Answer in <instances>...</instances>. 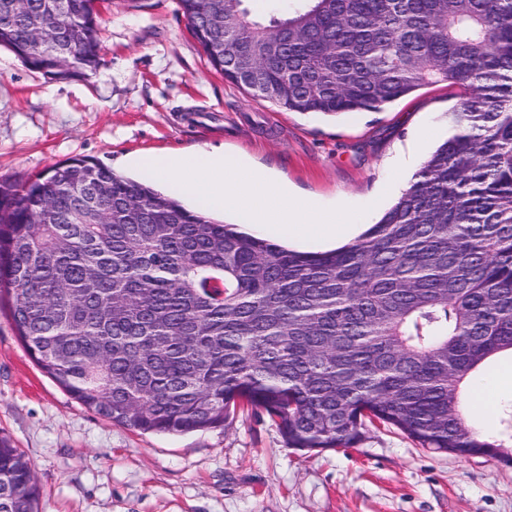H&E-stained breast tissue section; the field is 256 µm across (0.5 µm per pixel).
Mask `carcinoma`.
I'll return each mask as SVG.
<instances>
[{
  "label": "carcinoma",
  "mask_w": 512,
  "mask_h": 512,
  "mask_svg": "<svg viewBox=\"0 0 512 512\" xmlns=\"http://www.w3.org/2000/svg\"><path fill=\"white\" fill-rule=\"evenodd\" d=\"M99 0H0V46L54 79L94 72ZM177 0L208 63L289 112H379L464 90L453 134L363 236L305 253L75 157L0 180V294L39 369L142 433L224 427L247 406L296 450L354 448L379 421L420 447L512 463L462 416L466 379L512 356V0ZM0 434V512H39ZM244 6L247 7L252 15L268 20L271 15L283 16L287 9L292 11L299 6L301 2L292 0H283L280 2H272L270 0H244Z\"/></svg>",
  "instance_id": "carcinoma-1"
}]
</instances>
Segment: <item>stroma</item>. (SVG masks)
Listing matches in <instances>:
<instances>
[{
  "instance_id": "obj_1",
  "label": "stroma",
  "mask_w": 512,
  "mask_h": 512,
  "mask_svg": "<svg viewBox=\"0 0 512 512\" xmlns=\"http://www.w3.org/2000/svg\"><path fill=\"white\" fill-rule=\"evenodd\" d=\"M99 70L53 79L0 48V179L75 156L130 177L133 157L208 143L275 171L308 204L376 223L448 137L458 88L430 84L379 112L285 111L209 65L177 0H107ZM0 431L42 487L39 512H512V465L418 447L367 426L353 448L286 447L262 414L181 435L110 422L28 356L0 311Z\"/></svg>"
}]
</instances>
